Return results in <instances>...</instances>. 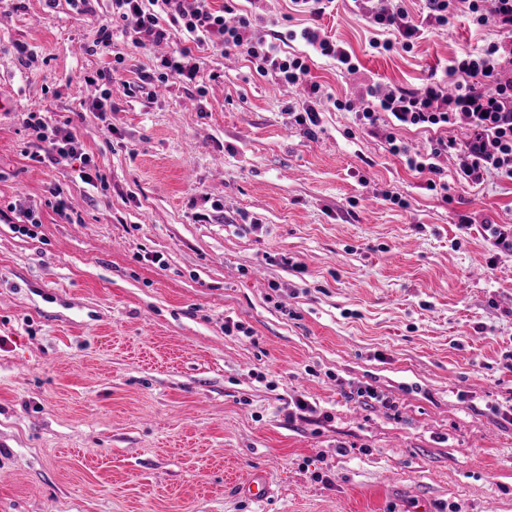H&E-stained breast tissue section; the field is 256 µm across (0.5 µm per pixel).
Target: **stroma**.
<instances>
[{"label": "stroma", "mask_w": 512, "mask_h": 512, "mask_svg": "<svg viewBox=\"0 0 512 512\" xmlns=\"http://www.w3.org/2000/svg\"><path fill=\"white\" fill-rule=\"evenodd\" d=\"M241 7L357 57L310 60L317 124L209 44L194 82L145 83L184 37L103 46L112 0H0V512H512V256L486 230L512 225V181L451 155L427 190L385 134L422 152L431 132L333 105L446 77L494 24L380 53L353 0ZM32 112L73 128L95 185L35 160Z\"/></svg>", "instance_id": "35a3bbf8"}]
</instances>
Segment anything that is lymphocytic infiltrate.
<instances>
[{
	"label": "lymphocytic infiltrate",
	"instance_id": "f902f5d3",
	"mask_svg": "<svg viewBox=\"0 0 512 512\" xmlns=\"http://www.w3.org/2000/svg\"><path fill=\"white\" fill-rule=\"evenodd\" d=\"M212 2L195 0L189 7L185 0H112L108 24L116 27L128 17H135L134 42L143 47L166 39L161 17H168L171 24L180 28L187 44L162 59L159 78L164 82L195 78L196 68L188 63L192 45L206 43L228 52L244 53L260 75L302 88L309 99L302 110L313 123L318 120V112L310 101L322 98L323 88L313 81L306 56L284 51V43L303 40L316 54L336 61L340 70L353 74L359 69L352 55L319 29L276 31L265 37L259 33L262 16L241 12L239 0H224L218 9L213 8ZM428 4L427 20L420 23L406 9L404 0H380L378 8L368 10L367 18L386 37L372 40V48L380 52L410 51L415 40L423 36L425 23H434L441 29L450 18L461 14L477 26L484 25L487 17H495L500 38L479 51L466 52L454 59L450 70L459 76L454 91H447L444 81L433 77L414 90L373 83L365 88L367 102L363 106L340 99L334 100L333 105L356 112L365 128L375 126L382 112L391 114L394 122L402 125L439 130L452 125L457 114H464L471 128L466 141L459 143L440 137L431 141L426 153L413 154L390 134L386 140L391 152L405 156L410 169L426 175V187L432 191L436 190L435 178L441 173L440 158L453 151L460 158L462 178L478 182L485 175L494 174L512 180V80L499 77L506 63L502 50L505 44L512 43V0H428ZM28 127L35 139L43 143L49 162H87L83 144L71 129L48 126L34 114L29 117Z\"/></svg>",
	"mask_w": 512,
	"mask_h": 512
}]
</instances>
